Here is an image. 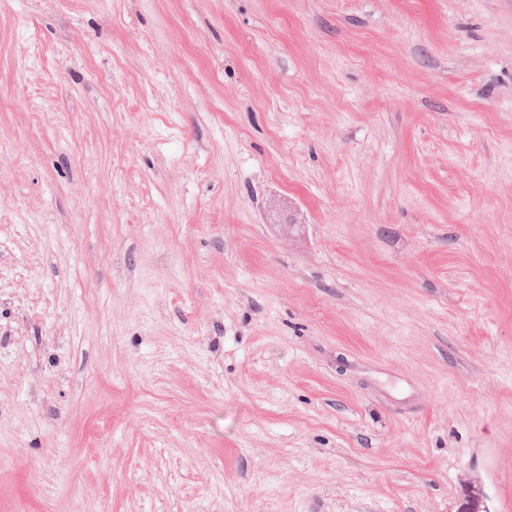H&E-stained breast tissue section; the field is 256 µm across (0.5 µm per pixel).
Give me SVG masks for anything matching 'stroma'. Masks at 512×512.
Masks as SVG:
<instances>
[{
  "label": "stroma",
  "mask_w": 512,
  "mask_h": 512,
  "mask_svg": "<svg viewBox=\"0 0 512 512\" xmlns=\"http://www.w3.org/2000/svg\"><path fill=\"white\" fill-rule=\"evenodd\" d=\"M512 512V0H0V512Z\"/></svg>",
  "instance_id": "stroma-1"
}]
</instances>
